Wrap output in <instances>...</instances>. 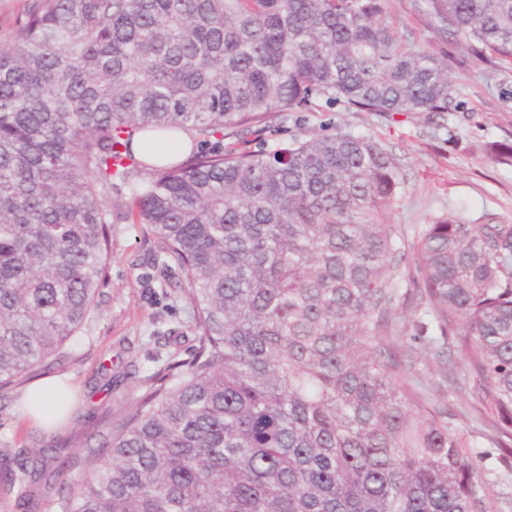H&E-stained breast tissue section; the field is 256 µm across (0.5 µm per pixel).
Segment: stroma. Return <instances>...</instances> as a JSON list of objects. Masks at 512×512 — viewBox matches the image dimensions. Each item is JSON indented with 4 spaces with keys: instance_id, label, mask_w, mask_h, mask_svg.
<instances>
[{
    "instance_id": "obj_1",
    "label": "stroma",
    "mask_w": 512,
    "mask_h": 512,
    "mask_svg": "<svg viewBox=\"0 0 512 512\" xmlns=\"http://www.w3.org/2000/svg\"><path fill=\"white\" fill-rule=\"evenodd\" d=\"M400 31L433 53L454 50V93L461 106L448 113L446 132L433 133L427 114L370 112H307L284 121L281 139L321 133L334 123L377 140L398 159L403 189L390 217L407 237L447 217L481 224L487 215L512 224V164L498 161L493 146L512 141V70L488 76L486 64L465 46L450 48L432 22L414 11L411 0H387ZM152 225L120 223L112 227L109 273L97 307L82 331L35 374L23 375L0 390V448L14 462L35 457L40 430L22 416V396L33 378L63 375L73 387L74 403L52 434L70 454H79L89 438L105 433L113 417L143 393L147 377L169 356L189 358L192 338L170 339L184 329L190 305L180 292V271L173 261L157 258ZM426 388L470 433L472 446L493 466L496 451L484 436L468 391L450 390L443 371L431 358L419 364Z\"/></svg>"
}]
</instances>
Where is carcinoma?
Instances as JSON below:
<instances>
[{
	"label": "carcinoma",
	"instance_id": "obj_1",
	"mask_svg": "<svg viewBox=\"0 0 512 512\" xmlns=\"http://www.w3.org/2000/svg\"><path fill=\"white\" fill-rule=\"evenodd\" d=\"M411 2L512 64V0ZM456 63L399 34L386 0H33L0 46V387L80 332L114 221L154 226L198 346L82 456L18 464V506L80 463L60 512H503L512 224L441 218L410 240L384 144L271 141V118L324 104L455 111ZM179 131L197 141L182 162L130 149ZM409 260L414 296L395 286ZM424 353L470 383L495 467L424 387Z\"/></svg>",
	"mask_w": 512,
	"mask_h": 512
}]
</instances>
